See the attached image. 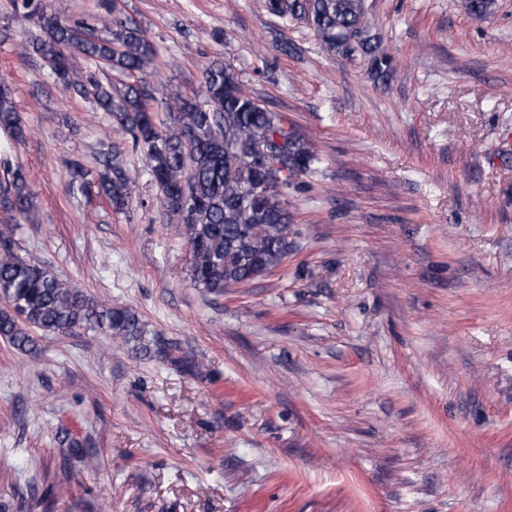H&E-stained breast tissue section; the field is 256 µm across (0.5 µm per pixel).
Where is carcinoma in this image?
Returning <instances> with one entry per match:
<instances>
[{
  "label": "carcinoma",
  "instance_id": "carcinoma-1",
  "mask_svg": "<svg viewBox=\"0 0 512 512\" xmlns=\"http://www.w3.org/2000/svg\"><path fill=\"white\" fill-rule=\"evenodd\" d=\"M497 0H467L468 12L484 18ZM278 16L301 19L330 52L366 59L380 79L389 76L391 59L379 37L363 24L362 0H265ZM17 8L35 18L45 36L31 51L55 80L95 109L106 113L143 152L145 171L160 191L159 202L176 235L188 250V275L199 288L221 291L245 284L278 268L288 255L293 218L288 189L318 173L321 157L315 145L281 117L247 94L235 70L214 57L201 65V90L172 86L159 94L147 81L155 52L131 20L96 16L73 25L47 11L42 0H20ZM80 56L90 68L73 65ZM170 122L155 120L158 109ZM15 141L24 125L12 88L0 82V130ZM268 154L275 167L255 159ZM68 166L79 188H96L112 209L127 207L140 173L127 167L120 153L104 156L103 170L91 171L78 160ZM38 222L36 195L28 172L3 162L0 176V337L11 347L37 352V338L77 332L102 334L133 350L141 345L143 324L130 308L98 303L45 263L28 261L14 251L20 224ZM63 463L89 457L87 440L66 432L57 437ZM61 485L33 481L26 493L39 504L53 501Z\"/></svg>",
  "mask_w": 512,
  "mask_h": 512
}]
</instances>
